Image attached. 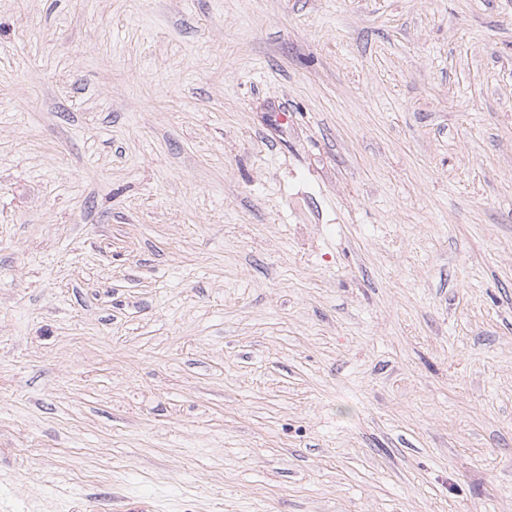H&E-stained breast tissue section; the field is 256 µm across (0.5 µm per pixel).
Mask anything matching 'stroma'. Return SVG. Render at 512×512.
<instances>
[{"label":"stroma","mask_w":512,"mask_h":512,"mask_svg":"<svg viewBox=\"0 0 512 512\" xmlns=\"http://www.w3.org/2000/svg\"><path fill=\"white\" fill-rule=\"evenodd\" d=\"M138 500L512 512V0H0V512Z\"/></svg>","instance_id":"1"}]
</instances>
